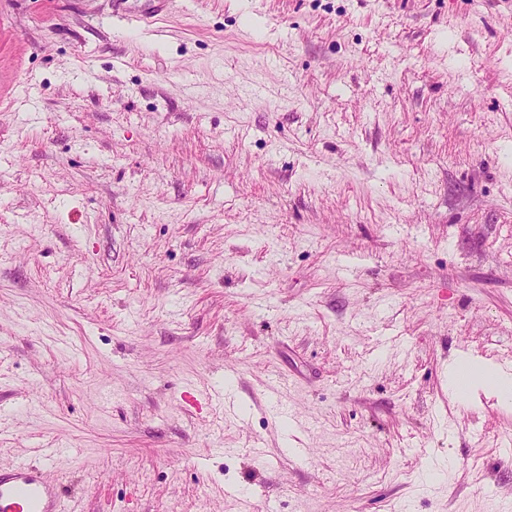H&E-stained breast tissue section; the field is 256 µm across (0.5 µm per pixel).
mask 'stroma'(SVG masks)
<instances>
[{
    "mask_svg": "<svg viewBox=\"0 0 512 512\" xmlns=\"http://www.w3.org/2000/svg\"><path fill=\"white\" fill-rule=\"evenodd\" d=\"M146 7L0 0V467L64 512H512V401L448 394L512 370V0ZM476 367L472 364H465L461 362H455L449 366L448 372L452 376L455 382L456 391L470 392L478 386L490 388L494 392L501 396L508 397L511 400L512 396V373L503 370L499 367H493L487 365L483 370L490 374V379H482L478 377H472L469 373V367ZM457 377L468 385L462 389L457 383Z\"/></svg>",
    "mask_w": 512,
    "mask_h": 512,
    "instance_id": "1",
    "label": "stroma"
}]
</instances>
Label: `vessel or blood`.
Listing matches in <instances>:
<instances>
[{"label": "vessel or blood", "instance_id": "b4317fda", "mask_svg": "<svg viewBox=\"0 0 512 512\" xmlns=\"http://www.w3.org/2000/svg\"><path fill=\"white\" fill-rule=\"evenodd\" d=\"M0 512H62L60 487L47 467L20 461L0 468Z\"/></svg>", "mask_w": 512, "mask_h": 512}]
</instances>
